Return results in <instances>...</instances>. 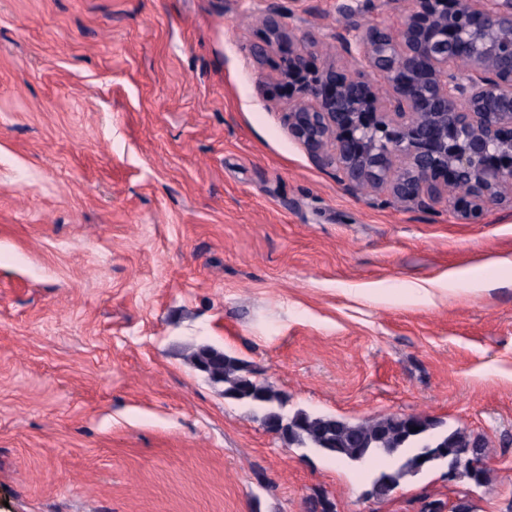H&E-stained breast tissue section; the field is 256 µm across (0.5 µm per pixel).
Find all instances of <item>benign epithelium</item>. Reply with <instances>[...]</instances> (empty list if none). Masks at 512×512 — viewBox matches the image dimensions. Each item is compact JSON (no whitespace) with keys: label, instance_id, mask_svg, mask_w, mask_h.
I'll list each match as a JSON object with an SVG mask.
<instances>
[{"label":"benign epithelium","instance_id":"1","mask_svg":"<svg viewBox=\"0 0 512 512\" xmlns=\"http://www.w3.org/2000/svg\"><path fill=\"white\" fill-rule=\"evenodd\" d=\"M396 32L355 26L339 36L361 70L311 66L313 41L297 40L275 7L252 52L279 55L275 80L288 88V134L352 189L368 187L424 205L465 188L462 216L490 202L512 205V0H411ZM382 76L384 100L363 70ZM481 482L487 461L461 453L458 467Z\"/></svg>","mask_w":512,"mask_h":512}]
</instances>
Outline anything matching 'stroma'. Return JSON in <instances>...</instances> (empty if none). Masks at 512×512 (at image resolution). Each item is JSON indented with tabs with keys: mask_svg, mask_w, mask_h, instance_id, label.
Returning a JSON list of instances; mask_svg holds the SVG:
<instances>
[{
	"mask_svg": "<svg viewBox=\"0 0 512 512\" xmlns=\"http://www.w3.org/2000/svg\"><path fill=\"white\" fill-rule=\"evenodd\" d=\"M355 69L340 5L0 0V512L512 507V206L464 219L348 189L288 134L251 53L270 2ZM246 360L283 410L423 414L482 437L492 481L409 479L287 444L194 369Z\"/></svg>",
	"mask_w": 512,
	"mask_h": 512,
	"instance_id": "obj_1",
	"label": "stroma"
}]
</instances>
